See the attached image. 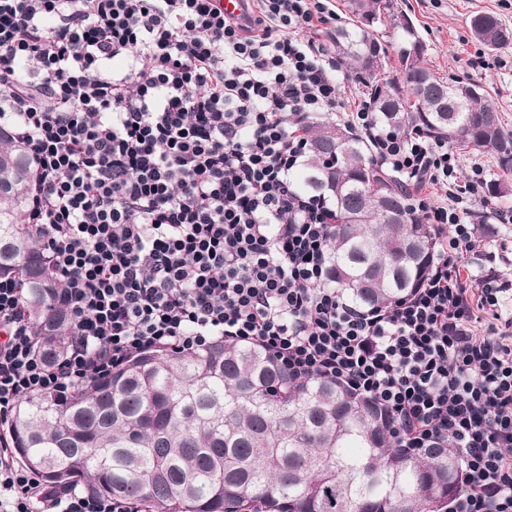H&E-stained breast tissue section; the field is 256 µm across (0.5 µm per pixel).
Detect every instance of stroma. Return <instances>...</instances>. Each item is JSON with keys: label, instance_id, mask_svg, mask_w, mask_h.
Segmentation results:
<instances>
[{"label": "stroma", "instance_id": "stroma-1", "mask_svg": "<svg viewBox=\"0 0 512 512\" xmlns=\"http://www.w3.org/2000/svg\"><path fill=\"white\" fill-rule=\"evenodd\" d=\"M397 11L408 15L424 44L422 63L440 78L468 79L482 86L501 110L512 129V46L491 50L475 42L470 20L491 13L512 26V0H394ZM461 176L481 166L488 184L500 182L502 192L490 196L480 189L472 203L470 221L481 240L478 253L468 256L467 266L476 279L494 285L512 283V223L491 224L497 210H512V175L503 174L492 152L458 154Z\"/></svg>", "mask_w": 512, "mask_h": 512}]
</instances>
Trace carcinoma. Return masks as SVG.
Here are the masks:
<instances>
[{"label":"carcinoma","instance_id":"carcinoma-1","mask_svg":"<svg viewBox=\"0 0 512 512\" xmlns=\"http://www.w3.org/2000/svg\"><path fill=\"white\" fill-rule=\"evenodd\" d=\"M392 0H348L349 21L327 34L373 98L378 121L421 129L460 149L488 150L512 173V131L494 101L469 80L447 82L416 61L424 47L412 21L401 75L382 79L386 51L370 31L391 17ZM372 14L368 26L358 21ZM493 50L512 27L492 14L471 22ZM338 126L305 128L308 155L299 186L335 203L329 276L359 306L388 305L418 286L434 235L411 207L408 189L377 164L365 140ZM33 165L0 128V277L20 281L37 353L59 361L73 322L56 303L61 284L42 245L22 224ZM401 212L392 224L373 193ZM20 461L50 487L78 486L140 502L145 512H448L459 459L441 446L410 455L396 447L387 411L339 383H296L258 345L216 341L183 354L148 350L106 378L65 396L31 393L12 427Z\"/></svg>","mask_w":512,"mask_h":512}]
</instances>
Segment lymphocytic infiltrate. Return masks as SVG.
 <instances>
[{"label": "lymphocytic infiltrate", "instance_id": "1", "mask_svg": "<svg viewBox=\"0 0 512 512\" xmlns=\"http://www.w3.org/2000/svg\"><path fill=\"white\" fill-rule=\"evenodd\" d=\"M332 18L324 0H253L243 24L220 0H0V127L33 162L24 222L74 325L44 364L18 281L0 277V512H143L44 485L10 447L16 405L140 350L217 340L376 402L407 452L451 448L462 475L448 512H512V317L502 289L462 274L480 248L462 202L482 167L459 182L446 143L382 127L362 101L347 125L408 186L435 255L387 307L329 283L335 208L294 175L303 127L341 101L322 40Z\"/></svg>", "mask_w": 512, "mask_h": 512}]
</instances>
